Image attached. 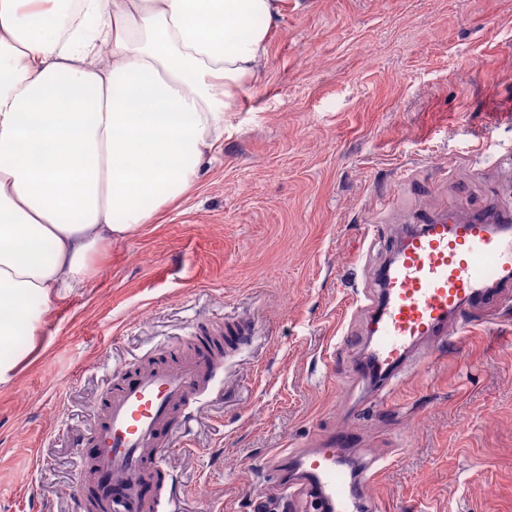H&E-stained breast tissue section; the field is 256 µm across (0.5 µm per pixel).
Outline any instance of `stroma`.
<instances>
[{"label":"stroma","mask_w":512,"mask_h":512,"mask_svg":"<svg viewBox=\"0 0 512 512\" xmlns=\"http://www.w3.org/2000/svg\"><path fill=\"white\" fill-rule=\"evenodd\" d=\"M224 150L0 350V512H83L79 457L119 375L243 323L180 423L178 512H257L277 466L360 425L373 512H512V306L388 399L359 372L403 214L512 205V0H285ZM395 199L382 211L379 198Z\"/></svg>","instance_id":"35a3bbf8"}]
</instances>
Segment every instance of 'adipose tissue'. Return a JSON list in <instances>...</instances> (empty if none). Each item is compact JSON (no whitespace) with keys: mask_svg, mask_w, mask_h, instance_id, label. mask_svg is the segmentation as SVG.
Listing matches in <instances>:
<instances>
[{"mask_svg":"<svg viewBox=\"0 0 512 512\" xmlns=\"http://www.w3.org/2000/svg\"><path fill=\"white\" fill-rule=\"evenodd\" d=\"M282 0H0V348L224 145Z\"/></svg>","mask_w":512,"mask_h":512,"instance_id":"adipose-tissue-1","label":"adipose tissue"}]
</instances>
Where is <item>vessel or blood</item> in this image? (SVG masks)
I'll use <instances>...</instances> for the list:
<instances>
[{
    "mask_svg": "<svg viewBox=\"0 0 512 512\" xmlns=\"http://www.w3.org/2000/svg\"><path fill=\"white\" fill-rule=\"evenodd\" d=\"M377 280L374 325L363 368L381 392L407 381L431 349L468 330L474 312L512 302V210L492 216L429 214L405 219ZM224 356L205 340L194 351L123 379L97 431L93 466L106 512H158L146 486L167 485L164 460L177 413L208 389ZM348 425L292 458L290 499L309 496L318 512H363L371 466L346 471L343 454L357 440Z\"/></svg>",
    "mask_w": 512,
    "mask_h": 512,
    "instance_id": "obj_1",
    "label": "vessel or blood"
}]
</instances>
